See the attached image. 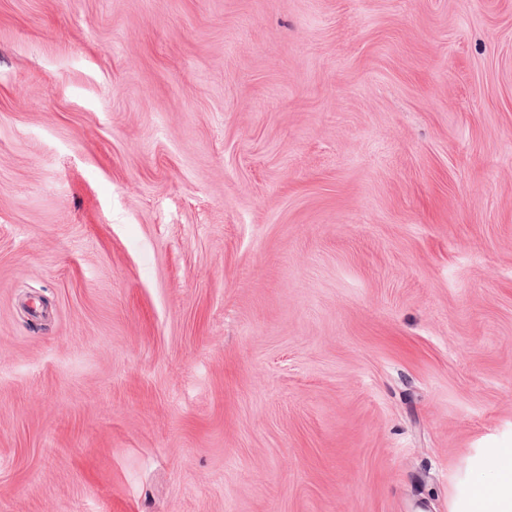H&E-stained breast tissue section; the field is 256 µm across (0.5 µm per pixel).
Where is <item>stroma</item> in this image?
I'll return each instance as SVG.
<instances>
[{
	"label": "stroma",
	"mask_w": 512,
	"mask_h": 512,
	"mask_svg": "<svg viewBox=\"0 0 512 512\" xmlns=\"http://www.w3.org/2000/svg\"><path fill=\"white\" fill-rule=\"evenodd\" d=\"M512 441V0H0V512H449Z\"/></svg>",
	"instance_id": "obj_1"
}]
</instances>
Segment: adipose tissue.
I'll return each instance as SVG.
<instances>
[{"mask_svg":"<svg viewBox=\"0 0 512 512\" xmlns=\"http://www.w3.org/2000/svg\"><path fill=\"white\" fill-rule=\"evenodd\" d=\"M451 512H512V443L481 449L471 459Z\"/></svg>","mask_w":512,"mask_h":512,"instance_id":"1","label":"adipose tissue"}]
</instances>
